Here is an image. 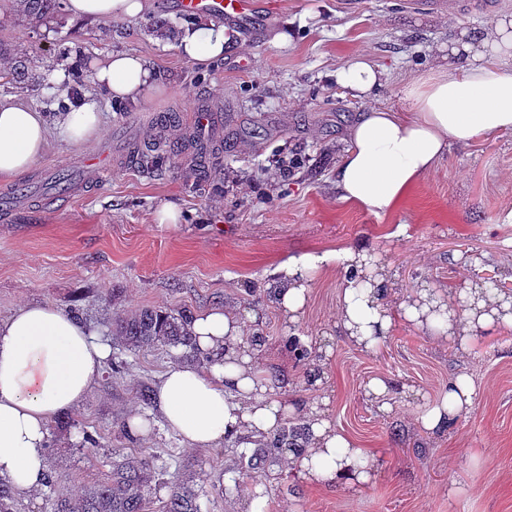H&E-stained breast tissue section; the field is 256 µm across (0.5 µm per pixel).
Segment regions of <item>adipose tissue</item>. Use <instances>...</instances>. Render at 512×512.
<instances>
[{"mask_svg":"<svg viewBox=\"0 0 512 512\" xmlns=\"http://www.w3.org/2000/svg\"><path fill=\"white\" fill-rule=\"evenodd\" d=\"M147 10L148 0H68L78 21L137 20ZM228 43L223 25L201 18L184 29L178 49L187 60L209 66L223 59ZM93 77L119 101L136 100L159 82L149 63L133 53L108 55ZM333 77L352 97L370 98L381 87L383 72L361 56L338 66ZM402 100L407 111L372 107L363 112L351 125L349 146L336 166L340 199L378 218L393 215L452 144L512 131V11L493 17L486 29L461 30L439 64L403 87ZM100 125L92 101L66 112L53 129L24 103L0 102V178L29 172L50 137L83 146ZM328 268L337 270L341 288L337 327L364 350L383 343L401 317L463 345L492 321L512 324V304L467 279L456 287L468 304L460 316L445 312L441 294L429 288L397 299L393 274L364 245L305 252L280 263L267 289L285 322L298 321L314 275ZM188 328L213 362L204 370L176 364L160 378L154 397L166 425L192 448L278 430L285 407L257 373L256 348L243 342L245 323L239 315L212 307L192 315ZM108 354V345L83 321L50 303L26 304L0 319V477L15 490L44 487L49 427L83 401ZM469 403L470 388L459 383L423 417V428L448 430ZM302 413L307 439L303 448L289 450V471L312 485L348 489L367 482L365 449L337 431L318 408L307 406Z\"/></svg>","mask_w":512,"mask_h":512,"instance_id":"adipose-tissue-1","label":"adipose tissue"}]
</instances>
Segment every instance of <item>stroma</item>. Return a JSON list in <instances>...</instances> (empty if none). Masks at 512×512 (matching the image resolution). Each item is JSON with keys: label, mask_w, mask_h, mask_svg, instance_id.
Returning <instances> with one entry per match:
<instances>
[{"label": "stroma", "mask_w": 512, "mask_h": 512, "mask_svg": "<svg viewBox=\"0 0 512 512\" xmlns=\"http://www.w3.org/2000/svg\"><path fill=\"white\" fill-rule=\"evenodd\" d=\"M267 21L241 32L232 51L203 67L178 50L189 17L161 0L141 20L51 21L30 29L0 12V41L29 59L37 76L27 86L0 78V102L22 101L56 120L72 102L54 91L57 75L82 71V97L103 116L90 144L51 141L28 173L0 180V318L26 302L83 312L121 373L104 370L66 427H51L46 458L62 475L60 491L103 481L111 463L147 449L167 473L152 494L158 512L181 482L198 494L199 512H240L253 484L265 487L266 512H512V326L493 323L458 344L398 319L387 340L364 351L340 336L339 284L334 270L318 273L301 319L284 324L266 284L288 255L371 245L400 286L425 285L455 304L460 277L512 281L499 257L512 246V132L488 134L452 148L391 217L375 218L341 201L334 172L351 124L368 106L402 110L404 84L431 67L439 46L460 30L478 28L512 0H459L435 10L425 0H265ZM288 32L287 42L274 37ZM143 56L162 86L146 90L127 112L111 107L91 78L108 54ZM365 55L384 72L371 102L347 95L336 67ZM219 125L197 123L199 111ZM177 146L159 171L140 166L139 151ZM107 152L112 165L87 180L82 158ZM70 175L78 190L59 194L46 174ZM167 202L177 225L159 224ZM482 257L481 265L463 259ZM231 305L246 322L244 342L261 337L258 372L290 410L285 425L302 424L301 406H325L337 429L368 452L370 483L352 490L315 487L288 473L283 452L256 457L242 437L218 448L187 447L141 393L187 356L159 344L134 349L116 340L107 314L143 307L192 313ZM309 341L323 360L324 389L308 366L295 365L290 337ZM386 377V406L365 395L368 381ZM467 378L472 402L439 434L418 423L449 381ZM147 432L128 438L131 415ZM98 438L96 457L83 455L84 433Z\"/></svg>", "instance_id": "1"}]
</instances>
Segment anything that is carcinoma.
<instances>
[{
    "label": "carcinoma",
    "mask_w": 512,
    "mask_h": 512,
    "mask_svg": "<svg viewBox=\"0 0 512 512\" xmlns=\"http://www.w3.org/2000/svg\"><path fill=\"white\" fill-rule=\"evenodd\" d=\"M33 28L38 24L66 15V0H12ZM12 61V69L4 74L16 82H33L26 62L8 51L0 43V60ZM189 316L184 313H168L153 308H142L127 316L112 317L113 332L126 345L135 348H152L158 344L182 346L203 361L210 355L199 349L187 330ZM301 433L296 429L273 432L267 442L270 448H298ZM156 481V471L150 465L145 450L130 454L112 465L107 478L73 498L58 493L52 499L50 512H146L151 484ZM0 512H17L16 490L0 479ZM164 512H199L197 494L188 486L176 485L171 489Z\"/></svg>",
    "instance_id": "carcinoma-1"
}]
</instances>
